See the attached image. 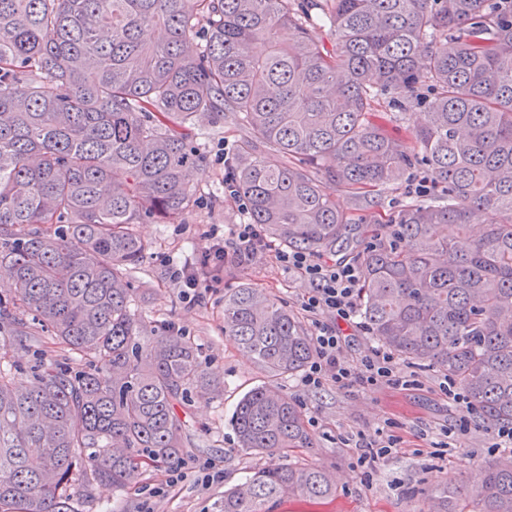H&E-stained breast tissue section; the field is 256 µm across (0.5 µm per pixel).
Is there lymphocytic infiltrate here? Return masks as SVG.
Listing matches in <instances>:
<instances>
[{
  "instance_id": "lymphocytic-infiltrate-1",
  "label": "lymphocytic infiltrate",
  "mask_w": 512,
  "mask_h": 512,
  "mask_svg": "<svg viewBox=\"0 0 512 512\" xmlns=\"http://www.w3.org/2000/svg\"><path fill=\"white\" fill-rule=\"evenodd\" d=\"M268 247L259 225L236 224L227 235L212 234L211 244L201 258L175 269L173 277L180 287L195 292L202 285L204 269L220 271L228 262L249 263ZM277 258L309 284L301 306L312 319L315 353L303 377L304 385L317 388L330 381L341 388L358 383L393 388L403 386L397 359L386 349H371L356 364L345 355L346 338L341 327L351 324L356 316L355 293L361 278L359 266L295 250L278 251Z\"/></svg>"
}]
</instances>
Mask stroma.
Listing matches in <instances>:
<instances>
[{
  "mask_svg": "<svg viewBox=\"0 0 512 512\" xmlns=\"http://www.w3.org/2000/svg\"><path fill=\"white\" fill-rule=\"evenodd\" d=\"M195 131L202 144L197 194L175 223L137 225L149 251L132 279L136 287L151 291L148 301H136L139 315L158 328L178 324L185 338L198 346L202 365L215 385L190 390L178 409L186 421L187 436L182 482L151 499L145 490L158 486L160 480L159 471L153 469L121 491L98 485L87 494L76 486L72 492L79 512H140L146 503L154 512H212L225 489L255 469L288 462L324 467L336 481V495L318 503L287 499L278 512H423L427 493L437 485L451 479L478 483L485 463L498 456L487 429L475 424L467 434L445 437L444 427L454 424L459 412L439 390L440 373L407 362L402 368L414 372L417 382L405 390L358 385L343 389L331 382L315 389L304 386L298 375L280 378L283 392L305 415L313 446L286 456H261L240 447L230 422L232 411L246 392L267 377L225 336L224 294L247 284L297 314L306 285L277 262L275 251L267 250L249 264L225 265L219 281L212 283L201 301L185 302L163 261L169 258L181 265L196 260L209 247L214 228L240 223L238 205L223 195H210L209 189L224 175L225 150H238L250 137L249 129L230 117L220 124L198 118ZM6 358L26 381L44 365L70 370L87 366L86 361L72 360L45 333L31 337L26 346L9 347ZM379 429L397 436L398 444L377 469L369 470L359 465L355 442L358 434L370 437ZM208 464L223 471L224 479L206 487L199 476Z\"/></svg>",
  "mask_w": 512,
  "mask_h": 512,
  "instance_id": "35a3bbf8",
  "label": "stroma"
}]
</instances>
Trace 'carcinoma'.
Returning a JSON list of instances; mask_svg holds the SVG:
<instances>
[{"mask_svg":"<svg viewBox=\"0 0 512 512\" xmlns=\"http://www.w3.org/2000/svg\"><path fill=\"white\" fill-rule=\"evenodd\" d=\"M325 20L331 53L311 36ZM382 100L401 124L423 108L405 138L376 122ZM227 112L255 150L288 158H232L246 223L288 250L351 256L368 336L455 380L486 424L512 422V0H0V332H47L94 362L47 367L21 392L0 366V512H78L75 482L123 490L180 458L178 406L209 379L193 343L132 307L149 299L130 282L149 249L133 225L187 208L195 120ZM411 169L437 196L373 228L327 190L366 212V189ZM224 334L270 378L236 407L241 446L310 447L275 384L314 354L300 318L243 284L224 296ZM293 495L330 498L336 482L262 468L213 512ZM429 512H512V454L478 486L444 484Z\"/></svg>","mask_w":512,"mask_h":512,"instance_id":"1","label":"carcinoma"}]
</instances>
